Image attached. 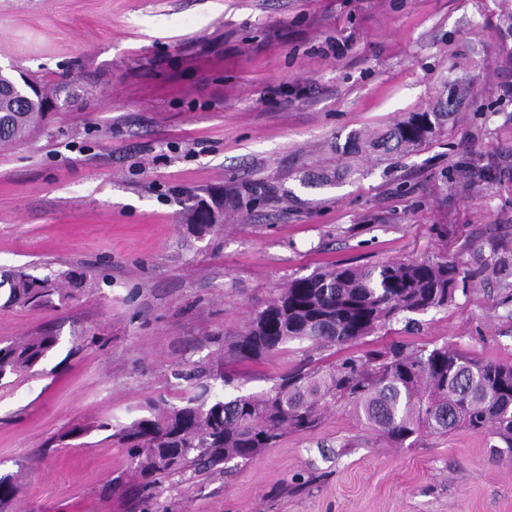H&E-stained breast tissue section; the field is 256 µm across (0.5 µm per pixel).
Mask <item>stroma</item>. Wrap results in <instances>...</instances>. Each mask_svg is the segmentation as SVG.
Masks as SVG:
<instances>
[{
  "label": "stroma",
  "mask_w": 512,
  "mask_h": 512,
  "mask_svg": "<svg viewBox=\"0 0 512 512\" xmlns=\"http://www.w3.org/2000/svg\"><path fill=\"white\" fill-rule=\"evenodd\" d=\"M512 0H0V67L49 81L60 106L0 147V272L76 270L65 306L9 308L0 342L43 330L57 347L0 385V474L10 512H512V462L459 428L397 448L344 405L252 463L172 477L154 495L97 422L154 397L174 369L214 364L288 280L333 265L445 256L475 271L447 307L355 345L292 342L226 362L225 398L284 371L374 348L448 344L512 363ZM457 89L445 131L417 152L352 156ZM343 170L337 182L302 185ZM447 182H440V171ZM268 182L283 195L187 231L199 198ZM93 425L74 439L72 428Z\"/></svg>",
  "instance_id": "1"
}]
</instances>
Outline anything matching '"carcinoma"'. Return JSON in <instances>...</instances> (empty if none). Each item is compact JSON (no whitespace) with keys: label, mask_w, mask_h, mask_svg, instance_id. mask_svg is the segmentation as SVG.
<instances>
[{"label":"carcinoma","mask_w":512,"mask_h":512,"mask_svg":"<svg viewBox=\"0 0 512 512\" xmlns=\"http://www.w3.org/2000/svg\"><path fill=\"white\" fill-rule=\"evenodd\" d=\"M42 95L30 93L18 76L0 73V145L30 138L47 121ZM449 112H410L381 133L354 132L346 151L353 155H407L442 133ZM273 184L244 185L228 199L232 209H248L277 196ZM223 205L195 206L187 230L202 234L216 227ZM82 280L70 271L35 276L24 269L3 274L6 305L54 307L69 294L51 287L61 279ZM460 268L447 257L389 261L374 266H332L290 280L277 296L253 310L242 329L225 344L224 355L239 362L261 361L288 343L308 342L316 349L353 345L394 320L443 308L454 298ZM58 344L49 331L0 344V381L30 372ZM173 378L194 385L180 405L160 399L148 414L119 428L111 438L127 449L130 467L142 489L193 466L212 469L227 461L254 460L289 430L315 426L324 409L338 401L398 448H410L423 433L457 428L495 434L504 447L498 457L512 459V363L471 357L444 343L410 351L394 345L349 358L327 369L286 371L266 392L226 399L206 380L211 368L175 370ZM20 485L0 475V512Z\"/></svg>","instance_id":"1"}]
</instances>
